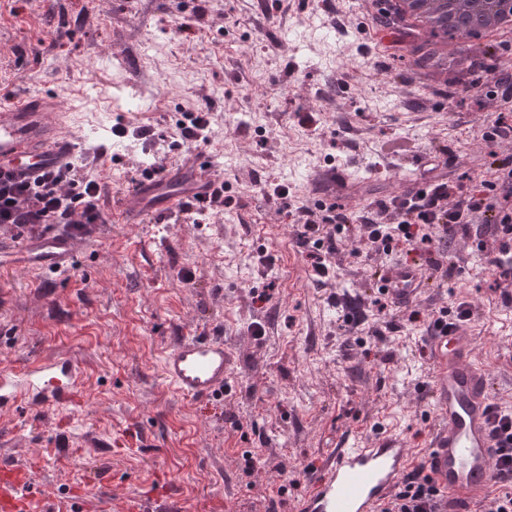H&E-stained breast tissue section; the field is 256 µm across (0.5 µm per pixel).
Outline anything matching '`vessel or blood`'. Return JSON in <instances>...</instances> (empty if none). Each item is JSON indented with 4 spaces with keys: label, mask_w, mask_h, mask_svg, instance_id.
<instances>
[{
    "label": "vessel or blood",
    "mask_w": 512,
    "mask_h": 512,
    "mask_svg": "<svg viewBox=\"0 0 512 512\" xmlns=\"http://www.w3.org/2000/svg\"><path fill=\"white\" fill-rule=\"evenodd\" d=\"M84 142L68 107L45 93L0 96V174L31 182L66 170ZM350 181L342 168H325L316 177L315 207L334 204ZM213 174L200 175L190 189L174 191L163 174L138 179L124 198L123 210H175L193 194L207 195ZM86 238L72 227L51 224L14 240L0 231V268L12 266L36 274L66 277L85 249ZM492 267L512 294V238L492 253ZM428 279L417 267L392 266L388 295L401 308L414 305ZM431 390L435 427L429 444L407 447L397 431L382 428L371 438L345 436L325 457L312 478V491L296 512H385L406 473L422 467L444 493L439 512H475L492 489L494 457L491 404L493 374L475 358L467 329L429 336ZM171 388L196 400L223 393L232 374L223 338L199 335L182 339L162 358ZM83 370L70 356L37 357L21 368H0V413L63 406L80 390ZM0 512H71L69 499L34 490L28 473L0 464Z\"/></svg>",
    "instance_id": "vessel-or-blood-1"
}]
</instances>
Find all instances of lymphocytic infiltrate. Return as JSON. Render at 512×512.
Instances as JSON below:
<instances>
[{"mask_svg": "<svg viewBox=\"0 0 512 512\" xmlns=\"http://www.w3.org/2000/svg\"><path fill=\"white\" fill-rule=\"evenodd\" d=\"M99 199L100 185L82 163L70 165L63 173L42 175L31 184L0 182V229L14 228L24 234L45 224H65L88 232L103 221ZM484 215L489 218L484 228L492 239L512 234L511 206L485 190L458 198L447 182L435 180L428 192H411L376 204L357 219L332 206L318 214L306 211L297 239L307 248L313 270L323 277L337 234L357 220L369 247L386 254L405 249L407 254L424 257L431 270L438 271L443 264L432 253L433 242L446 240L459 229L470 230ZM493 424L499 438L495 479L502 490L488 499L484 512H512V410L495 406ZM440 495L433 479L417 468L404 478L388 512H438Z\"/></svg>", "mask_w": 512, "mask_h": 512, "instance_id": "f902f5d3", "label": "lymphocytic infiltrate"}]
</instances>
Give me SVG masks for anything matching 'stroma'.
<instances>
[{"label":"stroma","instance_id":"35a3bbf8","mask_svg":"<svg viewBox=\"0 0 512 512\" xmlns=\"http://www.w3.org/2000/svg\"><path fill=\"white\" fill-rule=\"evenodd\" d=\"M361 0H5L0 91L47 92L74 104L77 130L105 144L95 171L102 198L120 203L144 169L196 172L209 155L223 209L125 219L113 213L62 281L0 269V363L74 355L87 377L78 402L0 416L11 439L0 457L35 487L136 503L178 487L186 512H295L345 434L388 425L424 447L433 417L422 385L433 312L467 303L476 358L512 407V310L475 237L441 246L438 278L407 310L379 308L374 274L397 263L360 243L352 224L318 281L297 240L312 174L349 171L337 207L354 214L404 191L393 169L436 156L434 179L481 190L482 123L502 109L481 87L451 103L412 73L417 35L382 49L379 4ZM207 112L208 145L182 143L187 112ZM284 196H277L276 187ZM191 270L184 282L182 270ZM269 291L261 303L256 295ZM265 334L254 337L251 324ZM223 337L236 357L222 396L175 394L160 372L185 336Z\"/></svg>","mask_w":512,"mask_h":512}]
</instances>
